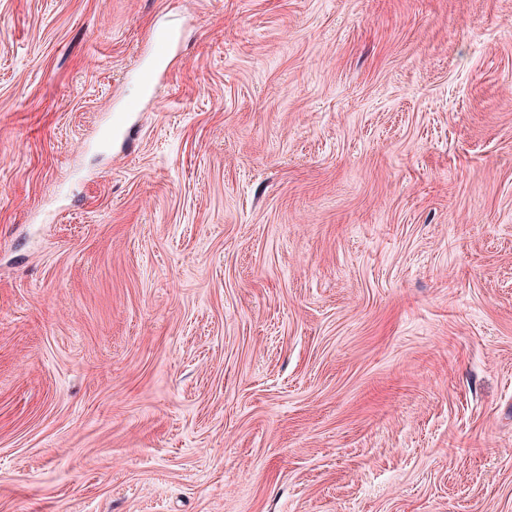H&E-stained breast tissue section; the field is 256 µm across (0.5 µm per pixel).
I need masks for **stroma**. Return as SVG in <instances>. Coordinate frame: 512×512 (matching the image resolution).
Instances as JSON below:
<instances>
[{
    "mask_svg": "<svg viewBox=\"0 0 512 512\" xmlns=\"http://www.w3.org/2000/svg\"><path fill=\"white\" fill-rule=\"evenodd\" d=\"M0 512H512V0H0ZM178 42V34L169 30L160 35L158 46L154 54L153 63L145 70L144 78L153 87V80L156 70L164 63L167 52Z\"/></svg>",
    "mask_w": 512,
    "mask_h": 512,
    "instance_id": "stroma-1",
    "label": "stroma"
}]
</instances>
